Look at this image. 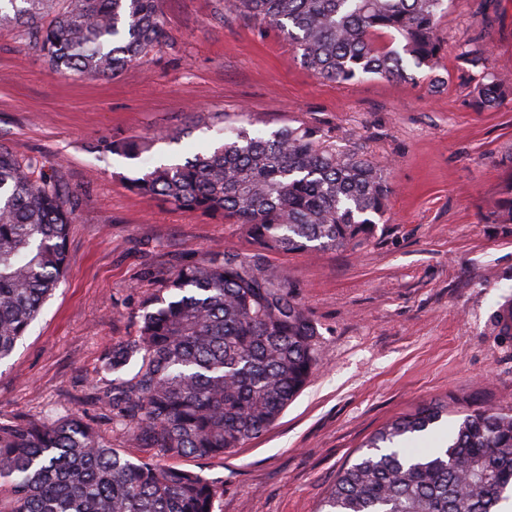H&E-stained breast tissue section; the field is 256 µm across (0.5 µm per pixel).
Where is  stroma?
Returning <instances> with one entry per match:
<instances>
[{
    "mask_svg": "<svg viewBox=\"0 0 512 512\" xmlns=\"http://www.w3.org/2000/svg\"><path fill=\"white\" fill-rule=\"evenodd\" d=\"M171 46L119 76L53 72L0 26V145L45 161L82 206L68 266L9 358L0 361V422L73 414L128 456L101 404L105 360L135 335L143 298L180 266L222 247L258 253L236 224L128 190L140 161L91 151L112 134L188 130L218 141L219 120L249 113L273 131L304 123L390 166L386 222L357 249L261 254L316 323L319 366L262 436L221 458L176 466L221 481L214 512H320L344 467L396 417L440 400L512 408V335L496 310L512 300V223L495 221L512 180V101L479 111L455 46L482 37L512 75V0H450L439 74L393 82L323 81L271 27L224 14V0H161Z\"/></svg>",
    "mask_w": 512,
    "mask_h": 512,
    "instance_id": "1",
    "label": "stroma"
}]
</instances>
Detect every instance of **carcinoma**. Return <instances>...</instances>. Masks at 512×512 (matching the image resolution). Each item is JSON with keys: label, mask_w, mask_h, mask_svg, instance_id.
<instances>
[{"label": "carcinoma", "mask_w": 512, "mask_h": 512, "mask_svg": "<svg viewBox=\"0 0 512 512\" xmlns=\"http://www.w3.org/2000/svg\"><path fill=\"white\" fill-rule=\"evenodd\" d=\"M446 0H224L273 25L304 67L337 83L367 76L434 82L446 49ZM62 76L119 75L169 39L160 0H0V26ZM387 42L380 44L377 38ZM478 70L472 104L512 98L485 45L459 46ZM155 142L113 135L94 151L126 159ZM136 194L239 224L261 251L356 248L384 220L387 168L319 128L266 133L224 126L209 148L159 160L125 179ZM82 199L40 159L0 145V360L27 332L66 268L69 225ZM512 223V183L496 204ZM317 328L282 278L255 256L211 250L148 294L137 334L112 345V431L151 455L131 458L72 416L0 422V512H214L220 482L164 457L224 456L261 436L304 388ZM129 378L120 376L129 364ZM448 403L429 402L382 427L336 478L324 512H500L512 498V411L469 407L438 430Z\"/></svg>", "instance_id": "carcinoma-1"}]
</instances>
